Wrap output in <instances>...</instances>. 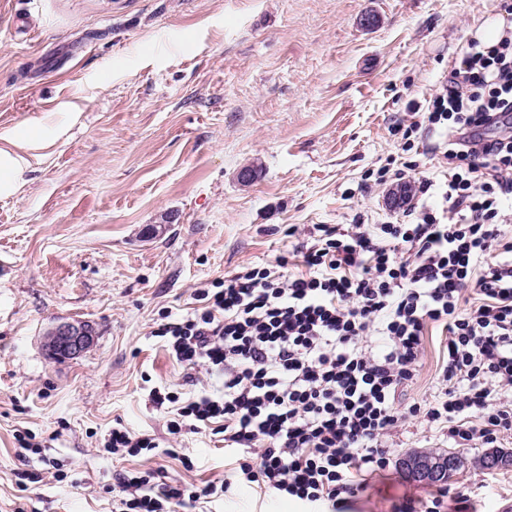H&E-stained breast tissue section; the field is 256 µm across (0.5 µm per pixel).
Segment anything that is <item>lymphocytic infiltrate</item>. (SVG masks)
<instances>
[{"label": "lymphocytic infiltrate", "instance_id": "lymphocytic-infiltrate-1", "mask_svg": "<svg viewBox=\"0 0 512 512\" xmlns=\"http://www.w3.org/2000/svg\"><path fill=\"white\" fill-rule=\"evenodd\" d=\"M448 179L417 162L381 167L375 181L412 179L403 224L321 225L302 271L242 268L197 289L199 306L160 324L168 352L221 379L191 397L158 386L170 435H223L236 467L204 485L163 469L116 473L118 512H175L246 486L341 512L367 476L390 467L383 439L420 418L462 448L512 436V30L471 43L426 112L396 126L417 132ZM442 329L431 400L402 403L420 374L428 328Z\"/></svg>", "mask_w": 512, "mask_h": 512}]
</instances>
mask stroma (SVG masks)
<instances>
[{"label": "stroma", "mask_w": 512, "mask_h": 512, "mask_svg": "<svg viewBox=\"0 0 512 512\" xmlns=\"http://www.w3.org/2000/svg\"><path fill=\"white\" fill-rule=\"evenodd\" d=\"M501 12V0H0V134L43 126L53 140L0 197V512H112L120 470L223 477L236 460L223 440L173 437L147 398L190 373L153 334L162 314L187 316L197 288L291 255L318 225L403 221L392 185L363 175L407 161L390 127L427 106ZM252 165L258 178L241 182ZM66 321L95 339L56 361L44 337ZM439 342L429 329L406 402L435 392ZM119 422L155 435L161 453L105 452ZM25 432L43 449L23 463ZM385 444L386 476L343 512L425 495L400 459L451 451L462 466L444 487L466 494L462 512H512V437L492 469L483 448H454L421 420ZM171 446L193 471L164 456ZM24 469L42 481L19 483ZM301 510L241 487L189 512Z\"/></svg>", "instance_id": "stroma-1"}]
</instances>
